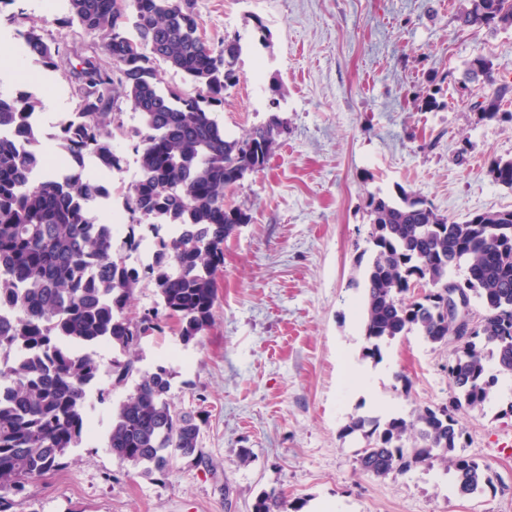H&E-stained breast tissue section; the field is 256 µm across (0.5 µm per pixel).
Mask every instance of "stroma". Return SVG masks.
Instances as JSON below:
<instances>
[{"mask_svg":"<svg viewBox=\"0 0 512 512\" xmlns=\"http://www.w3.org/2000/svg\"><path fill=\"white\" fill-rule=\"evenodd\" d=\"M464 3L197 0L209 43L237 35L243 45L216 119L238 134L273 113L288 123L266 168L225 192L249 220L224 243L211 327L187 345L169 329L141 343L140 367L171 374L172 407L202 416L201 455L176 456L164 473L112 456V416L135 382L106 375L88 393L94 438L9 497L7 512H251L272 490L288 512L314 502L326 512H512V376L483 416L460 420L465 454L486 467L474 495H457L438 466L393 480L360 474L363 440L344 432L354 416L447 403L454 350L411 334L384 345L381 359L364 357L357 282L368 197L402 189L454 220L512 209V189L489 173L491 159H512V118L480 120L472 104L490 87L464 81L466 62L481 55L512 83V28L459 30ZM19 6L45 36L82 55L98 50L97 37L65 24V8L49 16L41 0ZM258 63L256 88L248 76ZM23 71L38 78L29 91L44 119L76 111L71 66L26 56L1 22L0 91L14 93Z\"/></svg>","mask_w":512,"mask_h":512,"instance_id":"1","label":"stroma"}]
</instances>
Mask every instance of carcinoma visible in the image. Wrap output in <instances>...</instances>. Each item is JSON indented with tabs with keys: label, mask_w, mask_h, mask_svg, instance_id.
Masks as SVG:
<instances>
[{
	"label": "carcinoma",
	"mask_w": 512,
	"mask_h": 512,
	"mask_svg": "<svg viewBox=\"0 0 512 512\" xmlns=\"http://www.w3.org/2000/svg\"><path fill=\"white\" fill-rule=\"evenodd\" d=\"M66 22L100 38L101 55L72 66L77 85L75 123L62 130L58 149L71 158L61 178L47 170L33 180L37 155L19 142L36 133L25 116L40 101L0 92V490L17 495L62 465L89 430L88 387L99 377L96 349L104 344L127 356L111 361L115 381L136 374L133 392L117 409L108 448L123 463L147 473L165 472L175 455H193L200 424L167 400L164 369L136 367L144 337L176 327L189 343L212 325L217 299L215 275L224 264V241L248 215L224 210L226 186L265 169L287 122L276 115L238 136L225 133L212 112L236 81L242 53L239 37L218 48L199 34L196 0H66ZM512 27V0H466L456 14L460 30ZM24 12L7 21L21 26L27 54L51 68L70 61L67 48L48 42ZM181 74L192 92L163 84L157 62ZM491 60L465 63V78L495 86L474 105L481 118L506 113L512 85L497 83ZM131 111L138 125L131 145L139 155V177L126 193L134 224L168 225L175 234L157 242L155 263L129 268L124 252L137 246L130 236L113 239L89 202L102 191L85 174L82 153L92 149L108 166L120 159L112 135ZM493 180L512 189V159H494ZM370 256L363 273L365 356L416 333L431 344H447L455 331L442 315L448 272L465 268L462 287L484 314L474 333L456 343L448 360V402L418 408L410 419L356 416L346 433H359L358 470L377 479L439 465L453 473L459 494L483 489L485 468L456 452L463 431L458 417L484 415L496 396L499 376L512 375V209L474 213L453 220L405 190L373 194L366 204ZM424 294L406 302L409 283ZM154 289L156 306L131 316L128 308L141 283ZM252 512H288L276 492H262Z\"/></svg>",
	"instance_id": "1"
}]
</instances>
